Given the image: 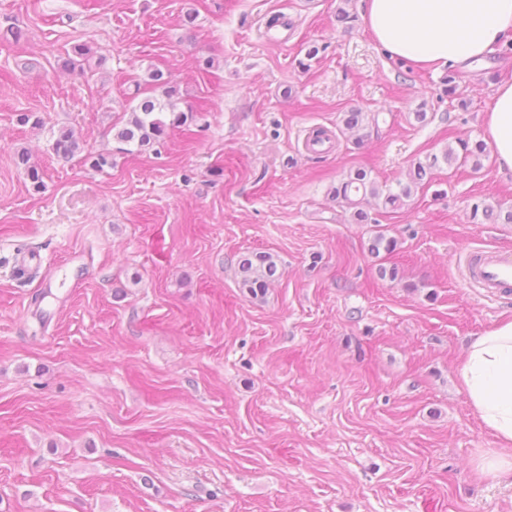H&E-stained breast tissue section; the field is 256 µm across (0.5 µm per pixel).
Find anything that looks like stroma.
<instances>
[{
	"instance_id": "35a3bbf8",
	"label": "stroma",
	"mask_w": 512,
	"mask_h": 512,
	"mask_svg": "<svg viewBox=\"0 0 512 512\" xmlns=\"http://www.w3.org/2000/svg\"><path fill=\"white\" fill-rule=\"evenodd\" d=\"M339 4L0 0V512H512L459 379L469 343L512 319V291L483 298L463 274L476 249L512 258V224L471 217L512 206V173L441 165L375 224L327 196L351 167L404 183L482 138L512 58L464 63L450 95L364 22L344 31ZM310 40L327 50L304 71ZM78 43L102 64L61 70ZM152 65L192 116L119 152ZM353 108L379 115L359 149ZM63 128L82 146L68 161ZM379 232L394 253L370 254ZM251 252L278 266L257 298L238 286ZM53 151L57 157L68 160L81 152L80 142L69 129H61L53 143ZM481 214L484 220H491L496 224H512V207H503L497 203L496 206L479 201L472 207V218L477 219Z\"/></svg>"
}]
</instances>
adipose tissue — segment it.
Here are the masks:
<instances>
[{
	"mask_svg": "<svg viewBox=\"0 0 512 512\" xmlns=\"http://www.w3.org/2000/svg\"><path fill=\"white\" fill-rule=\"evenodd\" d=\"M363 17L389 56L447 69L512 40V0H363ZM484 139L500 170L512 172V81L497 85ZM475 415L498 440L483 456L491 477L512 472V319L476 337L459 369Z\"/></svg>",
	"mask_w": 512,
	"mask_h": 512,
	"instance_id": "ef3b65f1",
	"label": "adipose tissue"
}]
</instances>
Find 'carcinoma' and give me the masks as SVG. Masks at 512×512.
<instances>
[{"label":"carcinoma","instance_id":"1","mask_svg":"<svg viewBox=\"0 0 512 512\" xmlns=\"http://www.w3.org/2000/svg\"><path fill=\"white\" fill-rule=\"evenodd\" d=\"M92 55V48L86 44H76L66 53L63 65L66 68L84 70ZM146 84L154 91L151 96L139 100L130 108V115L123 127L115 133L118 143L138 148L158 143L165 137L170 127H178L186 123L188 116L176 111L178 89L170 76L161 69L150 67L147 70ZM342 123L348 130H361L372 124L378 125V114L366 113L360 109H352L343 114ZM53 151L57 157L68 160L81 152L80 142L69 129H62L53 143ZM488 156V147L482 140L470 142L459 140L458 147H447L442 155H432L425 160L413 163L409 182L398 184L396 188L379 184L371 177L369 171L357 167L343 174L328 190L331 201L339 204L349 213L354 224H377L379 220L371 216L366 209L369 200L376 201L377 209L388 212L402 208L411 198L413 190L423 184L431 175L439 162L451 165L456 162L465 164L473 162V168H481L480 158ZM481 217L496 224H512V207H504L498 203L492 205L484 201L472 207V218ZM398 242L380 232L369 245V252L378 255L380 252L391 254L397 249ZM239 288L253 297L264 295L277 273V263L269 253L259 252L243 256L238 263Z\"/></svg>","mask_w":512,"mask_h":512}]
</instances>
